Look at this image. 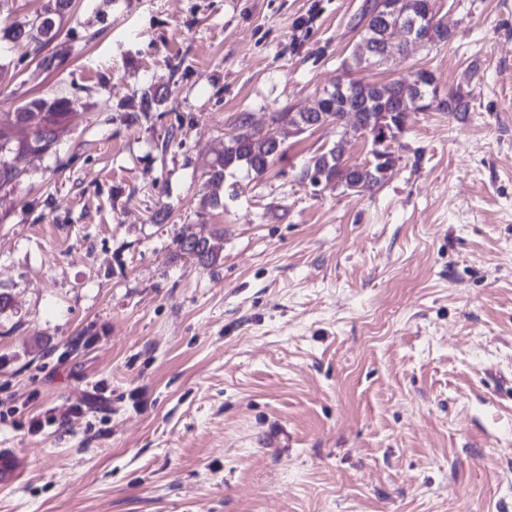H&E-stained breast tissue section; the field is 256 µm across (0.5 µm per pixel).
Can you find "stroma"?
Wrapping results in <instances>:
<instances>
[{
    "label": "stroma",
    "mask_w": 512,
    "mask_h": 512,
    "mask_svg": "<svg viewBox=\"0 0 512 512\" xmlns=\"http://www.w3.org/2000/svg\"><path fill=\"white\" fill-rule=\"evenodd\" d=\"M46 3L0 6V123L73 112L0 190V512H512V0H435L448 43L352 71L366 0H73L4 36ZM421 67L470 112L411 113L378 187L301 183L339 132L272 113ZM244 112L284 155L202 206ZM185 225L223 260L176 256ZM72 0H49L51 2L44 8L43 14L33 22H27L24 25L17 24L9 27L7 33L14 39L29 37L45 46L55 36L56 18L59 20L66 14ZM29 29L26 30V27ZM25 467V459L15 448H0V487L12 486Z\"/></svg>",
    "instance_id": "stroma-1"
}]
</instances>
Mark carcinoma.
<instances>
[{"label":"carcinoma","mask_w":512,"mask_h":512,"mask_svg":"<svg viewBox=\"0 0 512 512\" xmlns=\"http://www.w3.org/2000/svg\"><path fill=\"white\" fill-rule=\"evenodd\" d=\"M71 5V0H49L43 14L31 23L12 25L8 33L15 39L29 37L41 45H46L55 36L56 20L62 18ZM407 14L404 18L393 17L388 21L376 15L377 5L370 2L364 7L359 21L361 25L358 43H382L389 27L399 23L410 27L421 13V0H406ZM415 26V25H413ZM414 37L425 45L436 47L448 40V30L440 20L429 19L415 26ZM416 93L428 97L437 91L433 74L425 69L418 70ZM403 82L392 80L386 85L385 94L379 85L363 79H350L341 88L325 92L322 113L323 121L334 123L338 127H349L359 136L372 134L366 130L369 118L379 112L400 111L398 88ZM69 102L65 98L51 100L35 98L22 105L14 113V129L0 127V188L13 183L18 172L6 159V155L16 152L44 154L52 151L57 143L58 128L68 116ZM282 152L275 150L271 139L251 128L249 117L241 114L237 120L236 132L229 135L224 143V151L208 164L207 183L211 193L204 198L203 204L218 206L221 204L220 190L224 181L236 172L244 169L257 177L263 176ZM340 159L336 158L333 148L313 156L305 164L303 172L310 169H322L328 176L346 181L362 179L369 185H379L375 159L367 162L346 164L339 168ZM224 239V229L214 231L213 236H198L187 229L178 232L172 240L174 252L192 263L213 266L222 259V247L217 241Z\"/></svg>","instance_id":"obj_1"}]
</instances>
